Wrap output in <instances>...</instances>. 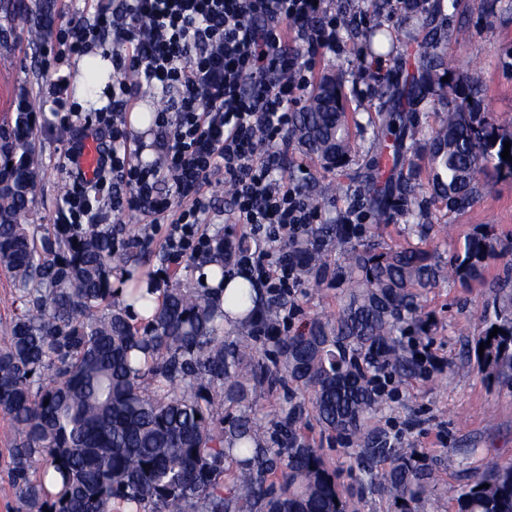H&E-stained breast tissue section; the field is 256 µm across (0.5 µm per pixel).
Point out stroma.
I'll list each match as a JSON object with an SVG mask.
<instances>
[{"mask_svg":"<svg viewBox=\"0 0 512 512\" xmlns=\"http://www.w3.org/2000/svg\"><path fill=\"white\" fill-rule=\"evenodd\" d=\"M344 5L348 13L367 16V27L391 32L390 49L384 54L370 52L363 39L365 27H355L344 34L343 53L327 52L318 58L314 75H339L350 130L363 152L372 155L376 152L374 133L389 109L390 92L402 83L417 44L428 29L421 22L405 21L403 0H344ZM13 29L12 47H0V117L22 108L48 113L54 79L60 73L68 76V93L81 105L83 115L93 116L95 109L103 106L97 89L79 90L77 58L55 64L52 41H29L27 20H16ZM440 35L445 57L441 76L458 82L470 70H477L482 78L480 100L499 124L512 132V58L507 55L512 49V8L488 15L483 11V0H460ZM48 115V120L39 121L34 140L44 171L28 216L29 224L39 235L58 221L68 189L62 157L70 137L81 130L77 124L64 126L62 113ZM416 164L421 186L420 218L405 217L397 209L385 226L364 224V235H377L387 247L410 241L443 261L483 226L493 227L497 237V256L489 265L485 284L465 286L446 278L423 296L427 332L411 336L410 341L416 349L428 350L438 365L427 377L395 380L387 405L376 416L382 427L401 435L422 467L433 471L438 479L437 489L423 512H457L456 499L470 472L483 469L491 460L512 462V388L485 380L474 357L468 354L482 330L483 315L495 298V281L512 276V178L483 182L470 208L451 211L434 200L427 188L426 159H417ZM301 166L308 170L307 188L317 190L323 198L325 223L343 221L348 196L337 192V185L352 186L363 196L368 193L369 172L362 159L328 171L297 144H290L285 175H292ZM209 194L213 205L205 216L206 231L212 235H239L241 227L232 221L230 187L218 178ZM290 301L302 321L314 316H336L341 288L334 272L312 273ZM303 433L335 467L348 491L353 512H387L386 496L358 495V473L352 469L349 450L339 437L325 431L312 417L307 418Z\"/></svg>","mask_w":512,"mask_h":512,"instance_id":"1","label":"stroma"}]
</instances>
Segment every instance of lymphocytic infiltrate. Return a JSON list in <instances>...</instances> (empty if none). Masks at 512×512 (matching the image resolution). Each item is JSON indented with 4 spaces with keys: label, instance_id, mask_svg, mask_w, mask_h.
<instances>
[{
    "label": "lymphocytic infiltrate",
    "instance_id": "obj_1",
    "mask_svg": "<svg viewBox=\"0 0 512 512\" xmlns=\"http://www.w3.org/2000/svg\"><path fill=\"white\" fill-rule=\"evenodd\" d=\"M96 25L74 15L55 33L58 58L84 53L104 27L125 44L113 52L112 97L95 114L107 138L93 177L81 169L82 138L70 142L64 197L73 228L125 211L171 213L162 268L187 261L211 242L200 229L212 206L208 188L223 176L233 188L241 241H227L230 266L244 269L271 296L285 299L302 282L287 242L323 223L305 176L284 179L293 114L312 87L316 57L342 51L346 16L333 0H96ZM304 53H289L287 32ZM138 73V83L121 77ZM167 96L155 117L157 156L134 157L127 112L141 87ZM167 193H160V183Z\"/></svg>",
    "mask_w": 512,
    "mask_h": 512
}]
</instances>
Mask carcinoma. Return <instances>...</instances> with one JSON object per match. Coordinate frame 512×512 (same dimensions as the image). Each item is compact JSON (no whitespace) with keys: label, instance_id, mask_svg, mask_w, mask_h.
Instances as JSON below:
<instances>
[{"label":"carcinoma","instance_id":"obj_1","mask_svg":"<svg viewBox=\"0 0 512 512\" xmlns=\"http://www.w3.org/2000/svg\"><path fill=\"white\" fill-rule=\"evenodd\" d=\"M407 7L432 22L441 0H409ZM25 16L29 38L46 39L54 17L45 2L0 0V42ZM444 56L437 40H423L416 70L394 93L375 140L393 156L388 191L373 196L375 220L387 224L394 201L416 214L418 187L410 153L423 151L431 191L451 210L466 208L480 178L512 177L501 157L512 135L502 131L477 100L478 74L461 85L441 80ZM336 101L320 82L288 131L324 169L346 166L361 153L352 138L334 79ZM407 100L428 101L442 112L430 137L417 140ZM34 116L18 112L0 124V270L14 283L18 312L0 346V413L15 427L8 474L15 512H349L333 469L301 433L305 401L277 420L256 412L228 422L218 406L241 403L257 390L291 384L311 396L312 412L352 449L362 489L389 497L394 512H418L436 490L432 472L384 427L373 425L386 404L385 381L426 374L407 334L427 332L417 299L445 276L480 283L496 257L494 230L467 239L444 267L431 253L408 244L384 249L353 244L337 268L343 304L334 317H312L282 336H260L284 306L251 280L226 310L224 289L192 287L171 276L153 300L135 282L134 303L151 316L134 321L112 301V277L136 260L118 248L112 228L74 232L54 224L36 240L23 224L29 194L43 173L34 149ZM347 236L345 224H315L287 243L302 274L328 270L323 243ZM224 273V236L196 256ZM501 333L491 338L493 327ZM273 343V366L257 342ZM477 368L512 386V288L498 289L493 312L475 339ZM457 512H512V464L492 462L469 477Z\"/></svg>","mask_w":512,"mask_h":512}]
</instances>
